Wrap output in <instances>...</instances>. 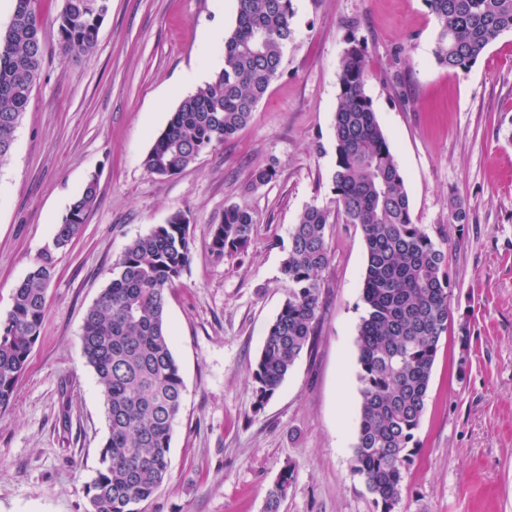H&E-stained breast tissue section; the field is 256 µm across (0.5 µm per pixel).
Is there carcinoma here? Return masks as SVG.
Returning a JSON list of instances; mask_svg holds the SVG:
<instances>
[{
    "instance_id": "cac0c4a2",
    "label": "carcinoma",
    "mask_w": 512,
    "mask_h": 512,
    "mask_svg": "<svg viewBox=\"0 0 512 512\" xmlns=\"http://www.w3.org/2000/svg\"><path fill=\"white\" fill-rule=\"evenodd\" d=\"M98 0H63L56 19L62 54L89 52L104 16ZM438 25L434 57L467 71L501 35L512 32V0H425ZM37 0H14L0 34V159L40 78L42 27ZM292 0H237L234 27L224 38V67L185 96L143 159L147 172L173 176L210 147L232 139L251 120L259 100L281 74L294 29ZM364 47L348 41L338 72L334 116L336 210L311 204L293 225L282 274L288 298L270 324L251 368L256 404L275 393L314 342L322 294L320 272L329 264L327 225L333 217L357 225L366 245L364 315L355 345L360 417L353 470L379 512H394L416 448L439 342L451 321L448 251L412 216L400 167L366 92ZM91 176L53 237V250L79 234L97 197ZM448 223H468L461 200L449 201ZM189 218L182 211L132 240L112 279L87 309L81 350L101 387L108 435L99 468L86 485L88 512H143L169 473L171 433L184 383L165 324L167 292L191 260ZM254 216L246 204L224 208L212 228L210 251L222 258L248 248ZM52 250L15 288L0 318V409L14 399L39 337ZM293 474L269 490L265 512H279Z\"/></svg>"
}]
</instances>
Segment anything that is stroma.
I'll list each match as a JSON object with an SVG mask.
<instances>
[{"label": "stroma", "mask_w": 512, "mask_h": 512, "mask_svg": "<svg viewBox=\"0 0 512 512\" xmlns=\"http://www.w3.org/2000/svg\"><path fill=\"white\" fill-rule=\"evenodd\" d=\"M62 4L39 0L41 77L0 161L1 318L89 175L99 190L79 235L54 254L39 338L0 411V512H88L108 430L81 353L83 318L126 245L177 211L190 217L192 257L167 294L166 323L184 395L169 477L145 512H264L287 469L280 512H377L353 471L359 227H328L313 347L263 406L249 374L288 296L291 228L307 205L333 204L337 75L352 36L413 218L446 238L452 283L453 322L395 512H512V33L463 74L436 62L424 0H293L282 74L248 125L158 177L143 159L181 98L223 67L222 43L204 50L198 37L230 31L237 0H111L96 49L67 58L53 26ZM270 166L274 180L253 183ZM455 195L463 225L448 221ZM243 203L256 219L251 245L215 258L213 225ZM292 477V472L288 470L275 482L267 494L265 512H279L281 501L286 497Z\"/></svg>", "instance_id": "1"}]
</instances>
